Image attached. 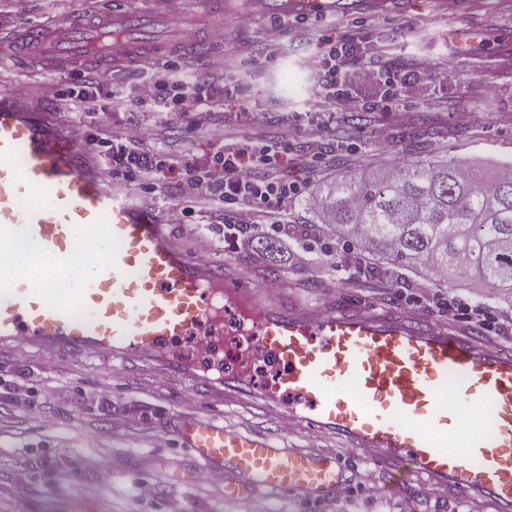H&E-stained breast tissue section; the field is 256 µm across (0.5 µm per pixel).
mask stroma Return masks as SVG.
<instances>
[{"label":"stroma","instance_id":"35a3bbf8","mask_svg":"<svg viewBox=\"0 0 512 512\" xmlns=\"http://www.w3.org/2000/svg\"><path fill=\"white\" fill-rule=\"evenodd\" d=\"M199 0H186L180 19L174 20L165 40L172 59L205 69L223 57L225 48H240L225 73L233 92L214 121L237 126L242 109L267 113V135L284 124L294 125L295 143H302V126L336 122V137L325 151L318 171L308 178L310 191L349 176L366 175L405 160L455 159L496 176L512 162V0H455L444 10L441 0H383L381 10L370 11L362 0L325 19L283 18L267 12L265 0H228L224 17L204 12ZM99 0H28L24 13L11 0H0V29L11 32L24 25L45 23L67 13L97 7ZM255 17L252 25L237 22L240 13ZM355 22V35L366 42L387 43L391 54L410 61H445L447 72L419 78V98L411 103V118L401 123L396 112H369L359 123L347 116L330 118L316 95L319 73L312 59L326 40L340 36L341 25ZM469 29L473 39L459 48L456 36ZM223 30V41L211 40ZM277 32L279 54L263 61L270 32ZM150 72L141 66L120 68L101 76L108 111L82 117L89 131L116 126L127 119L152 123V105L130 107L135 86ZM76 71L23 69L10 56L0 55V90L43 103H56L59 92L77 87ZM469 110L471 120L461 125L455 115ZM185 174L165 172L154 194L142 193L137 181L127 186L158 217L182 199ZM288 249L303 253L298 265L277 257V272L268 275V260L253 247L235 248L224 241L217 213L197 214L195 223L175 225L176 240L189 254L208 262H231L245 287L276 278L289 296L320 299L374 312L401 314L400 300L459 299L491 311L498 320L497 345L512 349V304L493 300L485 286L463 281L448 288L431 282L423 269L388 267L385 276L359 277L341 283L334 261L352 266L360 257L348 240L320 244V227L305 202H288ZM215 418L236 431L271 433L282 445L339 456L345 480L333 498L314 502L294 494L286 498L270 491L228 501L223 484L205 482L206 467L183 447L177 430L183 419ZM25 468L29 479L17 483L15 471ZM109 472L111 483L99 481ZM377 479L382 493L368 496L366 476ZM142 483L155 484L149 499H135ZM495 512L484 499L459 501L448 488L414 474L398 481L386 460L360 450L343 451L336 439L316 432L285 429L275 418L257 411L224 407L187 385L162 378L141 367L116 368L109 362L48 359L26 347L0 353V512Z\"/></svg>","mask_w":512,"mask_h":512}]
</instances>
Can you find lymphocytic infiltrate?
Masks as SVG:
<instances>
[{"mask_svg": "<svg viewBox=\"0 0 512 512\" xmlns=\"http://www.w3.org/2000/svg\"><path fill=\"white\" fill-rule=\"evenodd\" d=\"M235 49L224 51L221 60L211 62L208 72L183 68L180 62H167L151 80L136 89L134 106L163 105L155 124L129 122L122 128L95 140V150L105 169L116 178L132 177L145 189L158 186L164 172L183 168L187 178L183 200L169 207L170 223L184 224L205 208L219 211L224 221V236L235 245L274 235L280 245L288 243L287 205L302 196L316 203L303 182L289 179V172L313 173L317 169L326 129L307 126L304 130L308 150L292 152L287 135L268 140L254 133L266 124L262 112L246 113L245 130L227 133L216 129L221 153L212 161L187 157L180 151L151 149L147 143L160 139L170 124L169 111L181 112L188 128L210 127L216 99L210 90L219 79ZM321 72L319 95L329 114H355L387 109L393 102H407L416 94L418 73L396 65L380 47H363L350 34L328 41L321 56L314 60ZM377 86L381 94L368 102L358 95L360 88Z\"/></svg>", "mask_w": 512, "mask_h": 512, "instance_id": "f902f5d3", "label": "lymphocytic infiltrate"}]
</instances>
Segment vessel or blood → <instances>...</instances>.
<instances>
[{
    "label": "vessel or blood",
    "instance_id": "obj_1",
    "mask_svg": "<svg viewBox=\"0 0 512 512\" xmlns=\"http://www.w3.org/2000/svg\"><path fill=\"white\" fill-rule=\"evenodd\" d=\"M290 17H327L338 0H269ZM168 0H127L87 18L28 26L0 42L24 67H66L96 55L103 70L138 64L146 28L164 29ZM105 244L87 274L77 242ZM249 326L270 377L235 370L215 380L177 355L173 341L202 324L220 334L227 315ZM49 358L139 363L230 405L273 413L284 427L338 437L388 460L394 477L425 475L452 491L512 512V353L410 316L370 315L324 304H285L267 284L243 288L224 269L175 241L172 225L108 188L74 130L55 126L47 104L0 92V351L17 343ZM469 452L448 448L471 410ZM186 448L224 479V497L247 490L321 501L342 484L333 456L288 448L273 436L186 421Z\"/></svg>",
    "mask_w": 512,
    "mask_h": 512
}]
</instances>
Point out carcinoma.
<instances>
[{
	"label": "carcinoma",
	"instance_id": "obj_1",
	"mask_svg": "<svg viewBox=\"0 0 512 512\" xmlns=\"http://www.w3.org/2000/svg\"><path fill=\"white\" fill-rule=\"evenodd\" d=\"M315 218L325 213L336 231L361 225L371 278L382 262L432 267L446 287L455 280L485 283L495 298L512 299V166L492 180L459 160H412L396 173L350 176L320 194Z\"/></svg>",
	"mask_w": 512,
	"mask_h": 512
}]
</instances>
